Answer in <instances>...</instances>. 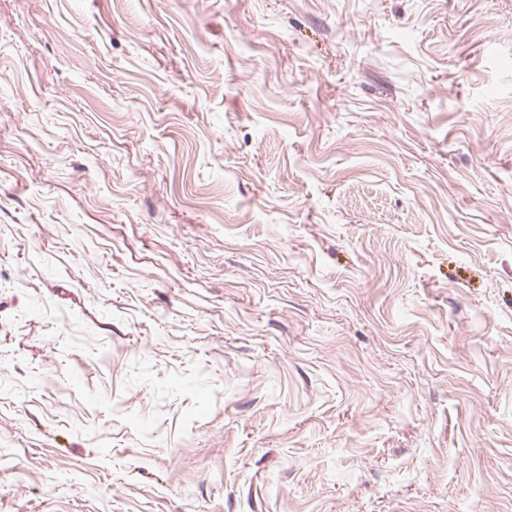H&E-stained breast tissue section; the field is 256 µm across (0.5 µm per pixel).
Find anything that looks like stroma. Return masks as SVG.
<instances>
[{
	"label": "stroma",
	"instance_id": "stroma-1",
	"mask_svg": "<svg viewBox=\"0 0 512 512\" xmlns=\"http://www.w3.org/2000/svg\"><path fill=\"white\" fill-rule=\"evenodd\" d=\"M0 512H512V0H0Z\"/></svg>",
	"mask_w": 512,
	"mask_h": 512
}]
</instances>
